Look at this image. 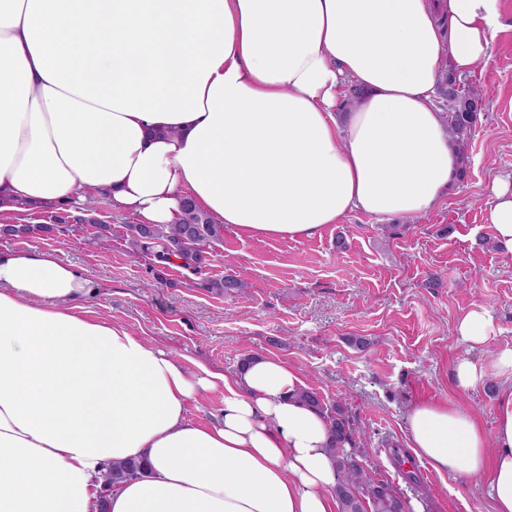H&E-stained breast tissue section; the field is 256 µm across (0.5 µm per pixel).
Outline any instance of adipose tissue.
I'll use <instances>...</instances> for the list:
<instances>
[{
    "instance_id": "obj_1",
    "label": "adipose tissue",
    "mask_w": 512,
    "mask_h": 512,
    "mask_svg": "<svg viewBox=\"0 0 512 512\" xmlns=\"http://www.w3.org/2000/svg\"><path fill=\"white\" fill-rule=\"evenodd\" d=\"M0 0V214L109 195L143 224L184 200L239 234L311 238L351 211L418 216L459 151L434 100L502 28L501 0ZM360 95L342 105L343 88ZM489 222L512 254V186ZM99 287L40 250L0 251V512H339L329 426L297 368L191 373ZM500 384L496 425L448 402L407 416L417 459L486 480L512 512V347L459 359ZM224 392L220 421L187 416ZM146 474L102 491L109 463Z\"/></svg>"
}]
</instances>
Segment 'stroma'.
Listing matches in <instances>:
<instances>
[{
  "label": "stroma",
  "instance_id": "35a3bbf8",
  "mask_svg": "<svg viewBox=\"0 0 512 512\" xmlns=\"http://www.w3.org/2000/svg\"><path fill=\"white\" fill-rule=\"evenodd\" d=\"M504 27L488 57L459 85L483 96L453 192L429 213L381 219L361 211L308 239L258 241L224 227L207 243L199 269L158 263L130 243L136 218L94 194V206L56 202L11 213L12 224L40 232L0 236V251L53 252L100 287L88 308L128 325L196 373L231 375L241 359L276 358L296 367L305 386L341 405L354 437L370 452L359 462L391 482L420 512H493L484 480L427 470L410 487L388 447L408 445L406 417L422 401L448 400L495 427L497 381L457 390L458 358H490L512 346V256L487 220L495 179L512 178V0H501ZM234 275L227 296L214 281ZM443 287H431L432 278ZM482 307L493 323L472 347L459 320Z\"/></svg>",
  "mask_w": 512,
  "mask_h": 512
}]
</instances>
